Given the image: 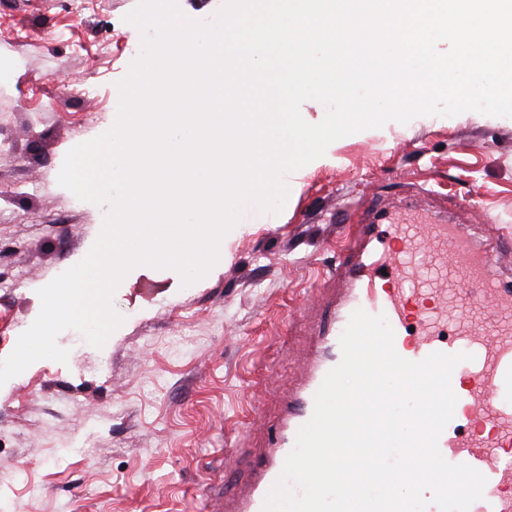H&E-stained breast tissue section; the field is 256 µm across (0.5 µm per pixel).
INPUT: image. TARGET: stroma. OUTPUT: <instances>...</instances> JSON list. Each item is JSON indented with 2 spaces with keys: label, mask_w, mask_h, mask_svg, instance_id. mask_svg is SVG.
I'll list each match as a JSON object with an SVG mask.
<instances>
[{
  "label": "stroma",
  "mask_w": 512,
  "mask_h": 512,
  "mask_svg": "<svg viewBox=\"0 0 512 512\" xmlns=\"http://www.w3.org/2000/svg\"><path fill=\"white\" fill-rule=\"evenodd\" d=\"M137 0H0V360L38 316V289L82 260L99 206L58 183L66 153L111 128L140 51ZM280 214L247 208L218 263L182 286L160 269L116 291L103 347L72 329L67 363L0 386V512H207L250 487L290 389L334 316L349 201L454 214L479 246L512 227V118L466 111L389 121L288 175Z\"/></svg>",
  "instance_id": "obj_1"
}]
</instances>
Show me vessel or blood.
Here are the masks:
<instances>
[{"instance_id": "1", "label": "vessel or blood", "mask_w": 512, "mask_h": 512, "mask_svg": "<svg viewBox=\"0 0 512 512\" xmlns=\"http://www.w3.org/2000/svg\"><path fill=\"white\" fill-rule=\"evenodd\" d=\"M345 242L330 276L346 286L336 318L316 336L317 354L289 399L246 495L213 512H262L299 428L313 415L314 396L339 364L340 337L354 311L385 315L394 347L419 362L441 352L461 355L451 374L454 415L438 439L445 461L486 479L469 512H512V278L498 273L512 242L479 248L458 226L417 212L348 213Z\"/></svg>"}]
</instances>
